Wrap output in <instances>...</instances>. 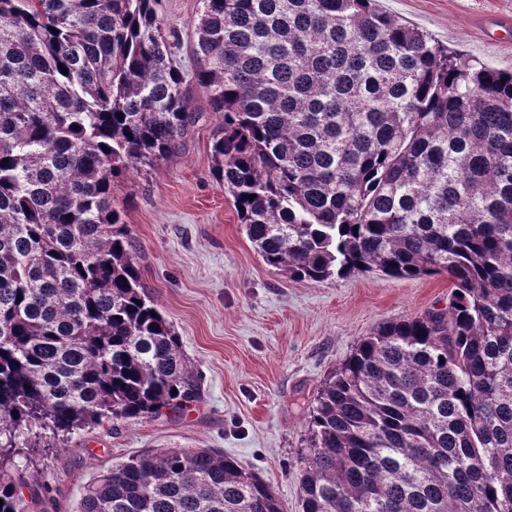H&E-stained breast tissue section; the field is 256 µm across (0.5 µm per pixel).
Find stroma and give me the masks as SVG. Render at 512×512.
<instances>
[{
    "mask_svg": "<svg viewBox=\"0 0 512 512\" xmlns=\"http://www.w3.org/2000/svg\"><path fill=\"white\" fill-rule=\"evenodd\" d=\"M449 51L512 71V29L498 13L512 0H378ZM201 0H160L177 30V63L194 68ZM199 118L180 150L129 170L114 200L135 244L146 295L179 337L200 379L199 399L181 412L107 421L48 446L19 449L13 466L45 487L31 512H74L102 470L147 450L213 448L256 472L285 506L302 512L298 453L307 415L327 378L382 322L447 307L444 274L400 279L380 273L297 280L268 266L212 172L218 121L202 88Z\"/></svg>",
    "mask_w": 512,
    "mask_h": 512,
    "instance_id": "1",
    "label": "stroma"
}]
</instances>
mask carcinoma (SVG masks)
<instances>
[{"label": "carcinoma", "instance_id": "1", "mask_svg": "<svg viewBox=\"0 0 512 512\" xmlns=\"http://www.w3.org/2000/svg\"><path fill=\"white\" fill-rule=\"evenodd\" d=\"M155 5L0 0V512L43 494L4 466L21 435L200 396L112 205L125 172L183 146L193 83L267 265L452 284L448 308L382 323L326 381L302 512H512V72L378 0H203L187 77ZM75 512L285 510L236 460L171 448L101 472Z\"/></svg>", "mask_w": 512, "mask_h": 512}]
</instances>
